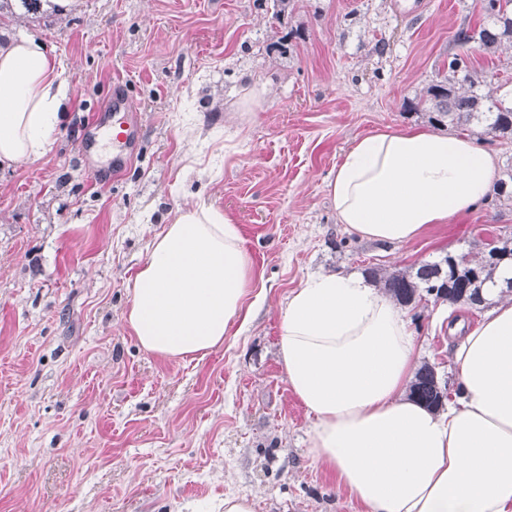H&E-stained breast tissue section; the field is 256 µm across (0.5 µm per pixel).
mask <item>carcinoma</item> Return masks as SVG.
Instances as JSON below:
<instances>
[{"label":"carcinoma","mask_w":512,"mask_h":512,"mask_svg":"<svg viewBox=\"0 0 512 512\" xmlns=\"http://www.w3.org/2000/svg\"><path fill=\"white\" fill-rule=\"evenodd\" d=\"M487 24L477 28L462 27L454 35L459 52L448 61L445 73L432 83L424 95L407 104L409 110L429 114L437 125L464 127L480 125L499 138L512 140V103L480 90L481 81L469 66L468 47L479 43L486 52H494L503 44H512V0H487ZM512 265V247L504 242L490 248L478 261L466 260L454 265L451 256L434 263L420 265L412 274L393 271L378 275L367 270L370 281L377 284L398 304L406 306L426 293L450 304L460 303L459 294L483 301L485 284L494 279L504 266ZM410 396L428 408L445 406L448 394L440 386L434 368L424 363L415 372L409 388Z\"/></svg>","instance_id":"cac0c4a2"}]
</instances>
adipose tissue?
Returning <instances> with one entry per match:
<instances>
[{
  "label": "adipose tissue",
  "mask_w": 512,
  "mask_h": 512,
  "mask_svg": "<svg viewBox=\"0 0 512 512\" xmlns=\"http://www.w3.org/2000/svg\"><path fill=\"white\" fill-rule=\"evenodd\" d=\"M67 97L63 66L33 36L0 40V165L44 156ZM494 161L472 140L406 128L356 138L327 189L356 236L403 244L475 211ZM254 270L234 221L201 202L178 208L131 281L125 321L147 352L180 362L224 343ZM454 356L447 413L407 394L412 321L360 273L302 280L282 314L278 353L311 417L309 452L366 512H512V300H498Z\"/></svg>",
  "instance_id": "ef3b65f1"
}]
</instances>
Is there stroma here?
I'll return each instance as SVG.
<instances>
[{"instance_id": "obj_1", "label": "stroma", "mask_w": 512, "mask_h": 512, "mask_svg": "<svg viewBox=\"0 0 512 512\" xmlns=\"http://www.w3.org/2000/svg\"><path fill=\"white\" fill-rule=\"evenodd\" d=\"M72 0L14 4L0 34L31 33L61 61L68 118L44 157L0 165V512H364L308 453L310 420L278 355L282 308L306 276L413 270L512 241V204L415 240L359 239L326 184L359 135L425 128L407 104L434 83L484 0ZM472 66L512 89V47ZM120 81L137 105L124 176L91 116ZM263 95L241 110L253 88ZM205 200L237 224L262 295L206 356L142 350L128 284L179 206ZM418 360L452 387L444 315L485 307L432 296L408 306Z\"/></svg>"}]
</instances>
